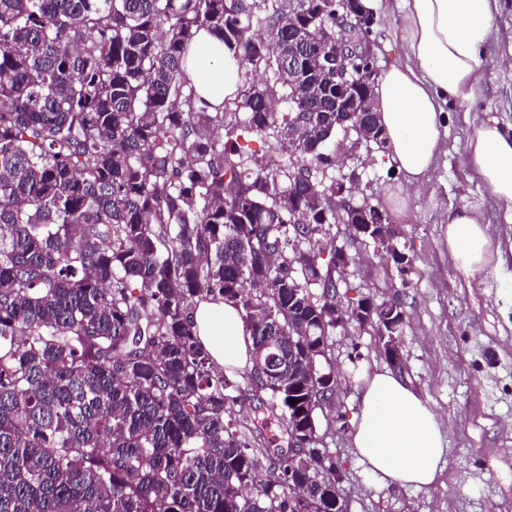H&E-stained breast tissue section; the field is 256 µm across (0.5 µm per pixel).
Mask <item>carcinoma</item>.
Masks as SVG:
<instances>
[{"mask_svg":"<svg viewBox=\"0 0 512 512\" xmlns=\"http://www.w3.org/2000/svg\"><path fill=\"white\" fill-rule=\"evenodd\" d=\"M293 2L0 0V512H295L298 465L233 407L263 393L285 426L335 425L330 341L362 324H336L348 231L318 210L336 199V113L315 90L278 109ZM201 31L238 66L217 104L186 65ZM264 137L274 167L250 148ZM202 301L237 309L244 373L199 341ZM389 304L384 345L405 325ZM319 445L296 500L336 512Z\"/></svg>","mask_w":512,"mask_h":512,"instance_id":"cac0c4a2","label":"carcinoma"}]
</instances>
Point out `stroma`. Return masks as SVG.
Returning a JSON list of instances; mask_svg holds the SVG:
<instances>
[{"mask_svg": "<svg viewBox=\"0 0 512 512\" xmlns=\"http://www.w3.org/2000/svg\"><path fill=\"white\" fill-rule=\"evenodd\" d=\"M371 10L370 44L382 74L405 60V0H372ZM493 27L481 96L449 106L443 149L420 189L404 191L402 175L378 149L357 151L360 188L389 215L414 269L400 277L373 246L351 244V278L360 290L349 298L404 303L400 378L436 413L448 453L436 481L422 488L384 486L360 461L352 423L368 378L391 365L373 331H337L329 357L346 425H320L319 435L341 470L348 512H512V209L491 197L465 162L474 117L512 125V0H499ZM462 206L482 216L500 251L473 278L455 267L442 227L448 210Z\"/></svg>", "mask_w": 512, "mask_h": 512, "instance_id": "1", "label": "stroma"}]
</instances>
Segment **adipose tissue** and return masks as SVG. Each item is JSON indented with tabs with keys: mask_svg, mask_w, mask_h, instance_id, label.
Listing matches in <instances>:
<instances>
[{
	"mask_svg": "<svg viewBox=\"0 0 512 512\" xmlns=\"http://www.w3.org/2000/svg\"><path fill=\"white\" fill-rule=\"evenodd\" d=\"M496 8L497 0H408L402 37L407 62L388 70L373 89L384 148L407 184H417L434 164L446 105L480 95L482 56L492 38ZM187 64L206 95L218 100L237 93V64L214 36L198 35ZM467 163L493 198L512 207V125L479 120ZM445 224L456 267L470 276L479 274L492 256L487 225L465 207L449 211ZM194 320L217 366L249 365L252 345L233 306L200 303ZM352 444L387 485H431L446 453L434 412L387 371L374 374L366 385Z\"/></svg>",
	"mask_w": 512,
	"mask_h": 512,
	"instance_id": "obj_1",
	"label": "adipose tissue"
}]
</instances>
